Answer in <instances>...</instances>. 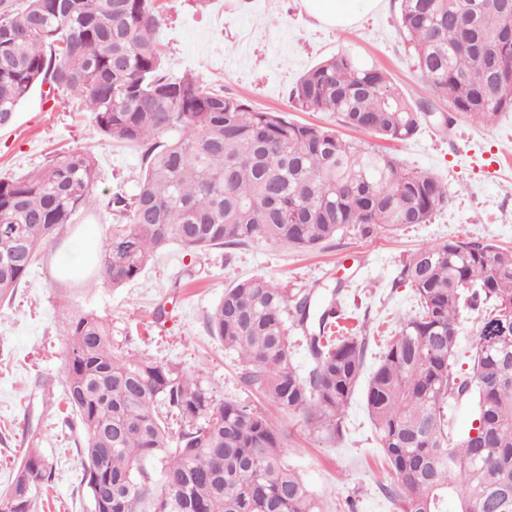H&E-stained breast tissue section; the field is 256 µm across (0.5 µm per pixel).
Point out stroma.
I'll list each match as a JSON object with an SVG mask.
<instances>
[{
  "instance_id": "stroma-1",
  "label": "stroma",
  "mask_w": 512,
  "mask_h": 512,
  "mask_svg": "<svg viewBox=\"0 0 512 512\" xmlns=\"http://www.w3.org/2000/svg\"><path fill=\"white\" fill-rule=\"evenodd\" d=\"M156 39L167 72L194 74L214 89L236 95L255 111L287 113L296 122L334 130L370 145L379 139L346 129L332 112L293 109L298 78L319 61L349 50L381 65L412 99L429 92L411 67L396 17L398 0H381L353 26L336 29L310 18L301 0H155ZM81 148L97 159V192L132 196L144 173L140 148L101 138L76 100L48 105L40 94L0 127V177L44 166L58 152ZM399 167L425 170L448 186V201L429 222L369 237L347 231L316 249L301 251L252 241L235 248L192 250L179 244L159 253L120 288L61 281L59 265L79 258L88 239H104L115 213L88 209L64 226L40 255L26 283L0 300V492L18 468L29 440H37L54 476L36 498L34 512H89L79 481L77 416L63 399L68 351L63 311L92 312L112 324L118 355H144L180 363L199 375L220 400L267 413L286 437L288 461L313 490L320 512H397L385 495L395 477L378 448L358 384L343 416L342 433L310 432L301 412L280 409L246 386L236 356L211 336L206 320L225 288L263 275L292 288L342 284L345 327L367 337L366 371H373L401 318L417 308L413 288L397 283L398 267L425 244L482 240L512 250V112L484 125L455 115L451 126L422 123L419 133L391 145ZM164 317H157V308Z\"/></svg>"
}]
</instances>
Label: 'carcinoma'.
Returning <instances> with one entry per match:
<instances>
[{
  "label": "carcinoma",
  "instance_id": "carcinoma-1",
  "mask_svg": "<svg viewBox=\"0 0 512 512\" xmlns=\"http://www.w3.org/2000/svg\"><path fill=\"white\" fill-rule=\"evenodd\" d=\"M154 0H0V126L36 90L85 102L101 136L143 148L135 194L94 196L96 159L74 149L39 171L0 178V299L39 254L95 204L128 220L101 246L96 279L120 288L171 244L189 249L253 240L312 250L337 234L425 224L448 185L404 171L390 154L278 112L251 110L186 73L167 76ZM512 0H399V31L421 81L454 112L491 124L512 111V35L499 18ZM303 112H334L350 128L413 138L423 100L397 91L380 67L344 50L304 72L291 92ZM397 281L419 311L400 322L367 383L365 406L396 479L399 512H456L480 498L512 512V252L480 241L420 247ZM342 284L287 288L240 280L207 318L211 335L246 366L243 382L274 405L304 413L330 437L365 363L362 336L333 337ZM484 308L468 370L451 371L463 309ZM306 339L300 374L289 336ZM66 403L92 512H318L285 460V435L266 414L216 399L176 363L117 357L112 327L92 312L68 322ZM471 398L470 430L448 436L445 406ZM53 466L26 449L0 512H33Z\"/></svg>",
  "mask_w": 512,
  "mask_h": 512
}]
</instances>
